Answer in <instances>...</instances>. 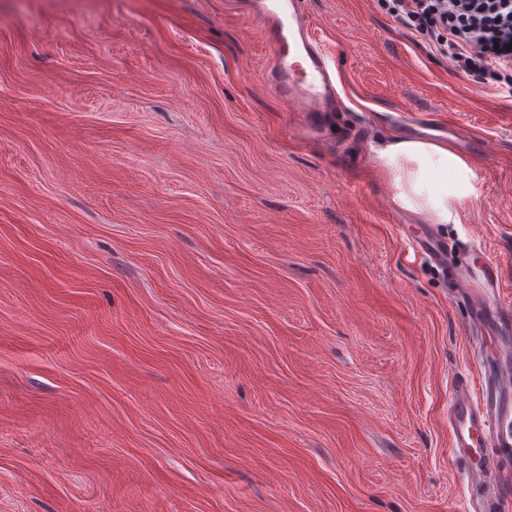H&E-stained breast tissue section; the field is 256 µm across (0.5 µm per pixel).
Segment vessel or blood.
Masks as SVG:
<instances>
[{
	"label": "vessel or blood",
	"mask_w": 512,
	"mask_h": 512,
	"mask_svg": "<svg viewBox=\"0 0 512 512\" xmlns=\"http://www.w3.org/2000/svg\"><path fill=\"white\" fill-rule=\"evenodd\" d=\"M256 12L268 26L272 50V85L289 111L306 119L302 137L316 134L321 113L336 100L330 55L315 35L303 0H257ZM419 246L436 265L448 267L453 294L469 302L471 322L481 330L512 324V305L501 299L505 286L499 262L483 249H473L459 264L449 265L445 242L430 235ZM508 368L500 376L482 380L479 388L455 387L448 405L451 450L463 465L468 490L465 512H486L499 493L494 476L500 459L512 457V436L502 433L512 421V350H501Z\"/></svg>",
	"instance_id": "1"
}]
</instances>
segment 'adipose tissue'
I'll return each instance as SVG.
<instances>
[{"label": "adipose tissue", "instance_id": "ef3b65f1", "mask_svg": "<svg viewBox=\"0 0 512 512\" xmlns=\"http://www.w3.org/2000/svg\"><path fill=\"white\" fill-rule=\"evenodd\" d=\"M377 157L392 178L396 205L428 211L441 224L451 220V203L459 193L448 176L465 170L463 159L448 147L419 140L389 144L378 149Z\"/></svg>", "mask_w": 512, "mask_h": 512}]
</instances>
